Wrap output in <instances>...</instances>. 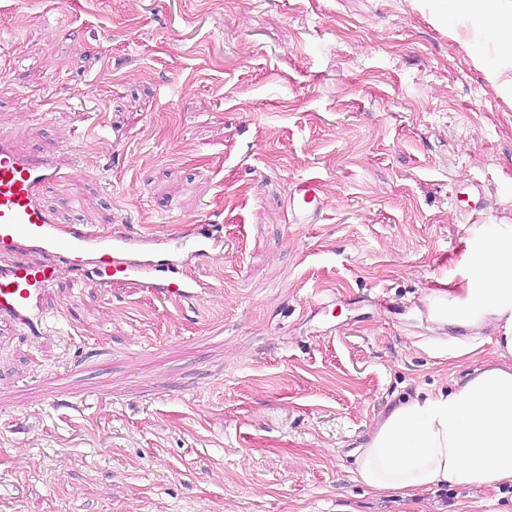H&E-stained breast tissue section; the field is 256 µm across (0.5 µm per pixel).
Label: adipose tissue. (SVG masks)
I'll return each instance as SVG.
<instances>
[{
    "instance_id": "1",
    "label": "adipose tissue",
    "mask_w": 512,
    "mask_h": 512,
    "mask_svg": "<svg viewBox=\"0 0 512 512\" xmlns=\"http://www.w3.org/2000/svg\"><path fill=\"white\" fill-rule=\"evenodd\" d=\"M512 60V0H447L441 19H462ZM458 265L427 298L435 323L474 332L495 327L497 359L461 355L469 371L452 387L419 392L385 412L354 450L356 480L377 496L413 501L440 487H512V222L467 229Z\"/></svg>"
}]
</instances>
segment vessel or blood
Masks as SVG:
<instances>
[{"instance_id": "obj_1", "label": "vessel or blood", "mask_w": 512, "mask_h": 512, "mask_svg": "<svg viewBox=\"0 0 512 512\" xmlns=\"http://www.w3.org/2000/svg\"><path fill=\"white\" fill-rule=\"evenodd\" d=\"M69 172L60 158L20 153L11 135L0 134V254L11 256L10 261H0V321L33 335L43 333L50 316L42 300L63 265L82 272L84 283L104 288L113 280L129 279L175 305L199 299L206 292L203 280L183 274L178 258L185 246L201 257L221 255L224 238L214 226L203 227L189 242L146 231L98 233L62 224L45 204L44 194ZM288 210L293 223L316 222L321 203L315 179L296 183ZM24 248L43 252L46 263L25 262L19 256Z\"/></svg>"}]
</instances>
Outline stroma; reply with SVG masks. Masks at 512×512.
I'll return each mask as SVG.
<instances>
[{
    "instance_id": "35a3bbf8",
    "label": "stroma",
    "mask_w": 512,
    "mask_h": 512,
    "mask_svg": "<svg viewBox=\"0 0 512 512\" xmlns=\"http://www.w3.org/2000/svg\"><path fill=\"white\" fill-rule=\"evenodd\" d=\"M431 0H0V132L81 171L62 223L223 227L181 307L133 281L0 322V512H512L484 488L375 497L352 473L379 416L496 349L429 321L467 228L512 219V94ZM317 179L315 224L288 221ZM489 208L466 213L458 185ZM335 295L327 308L318 296Z\"/></svg>"
}]
</instances>
